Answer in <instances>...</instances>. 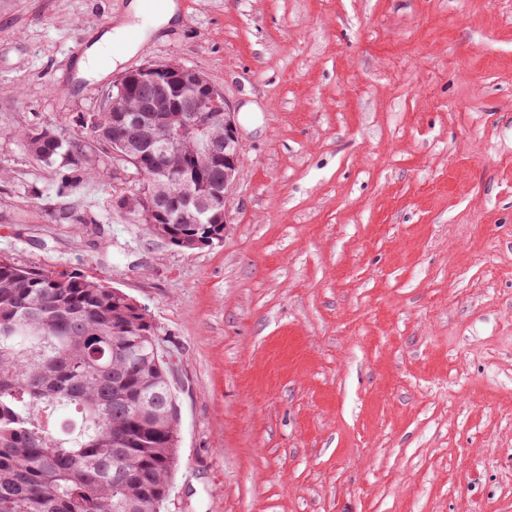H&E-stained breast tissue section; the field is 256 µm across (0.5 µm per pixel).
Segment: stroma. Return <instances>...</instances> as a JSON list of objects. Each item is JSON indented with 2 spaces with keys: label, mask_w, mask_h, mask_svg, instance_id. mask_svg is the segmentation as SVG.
<instances>
[{
  "label": "stroma",
  "mask_w": 512,
  "mask_h": 512,
  "mask_svg": "<svg viewBox=\"0 0 512 512\" xmlns=\"http://www.w3.org/2000/svg\"><path fill=\"white\" fill-rule=\"evenodd\" d=\"M131 0H0V254L144 305L173 363L163 512H512V0H175L174 60L236 114L224 240L184 251L72 195L24 132L117 71L71 50Z\"/></svg>",
  "instance_id": "35a3bbf8"
}]
</instances>
